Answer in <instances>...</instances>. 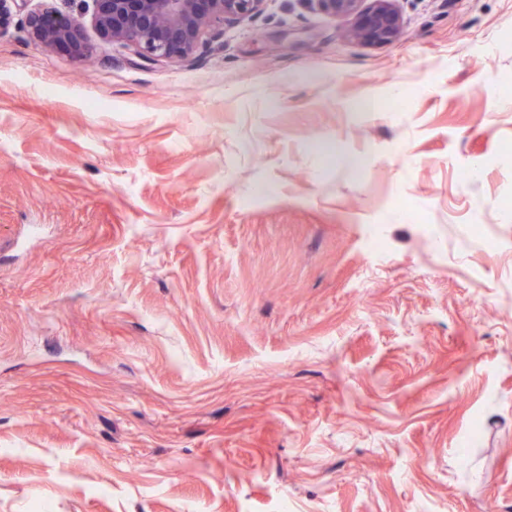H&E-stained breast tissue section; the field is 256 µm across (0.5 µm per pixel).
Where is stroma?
<instances>
[{
	"instance_id": "stroma-1",
	"label": "stroma",
	"mask_w": 512,
	"mask_h": 512,
	"mask_svg": "<svg viewBox=\"0 0 512 512\" xmlns=\"http://www.w3.org/2000/svg\"><path fill=\"white\" fill-rule=\"evenodd\" d=\"M397 6L153 62L15 13L0 512H512V0ZM397 0H308L321 12L347 22V36L367 45L393 42L400 34L402 16ZM26 26L30 36L44 46L65 44L79 58L90 54L76 19H55L49 11H33L27 14Z\"/></svg>"
}]
</instances>
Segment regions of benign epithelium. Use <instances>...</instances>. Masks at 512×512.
I'll use <instances>...</instances> for the list:
<instances>
[{"label":"benign epithelium","instance_id":"obj_1","mask_svg":"<svg viewBox=\"0 0 512 512\" xmlns=\"http://www.w3.org/2000/svg\"><path fill=\"white\" fill-rule=\"evenodd\" d=\"M26 0H0V35ZM101 36L147 61L189 60L206 45V36L224 31V24L251 17L264 0H84ZM397 0H308L321 12L347 22V36L367 45L393 42L402 16ZM30 36L51 47L67 45L79 58L90 54L75 19H55L49 11L26 17Z\"/></svg>","mask_w":512,"mask_h":512}]
</instances>
